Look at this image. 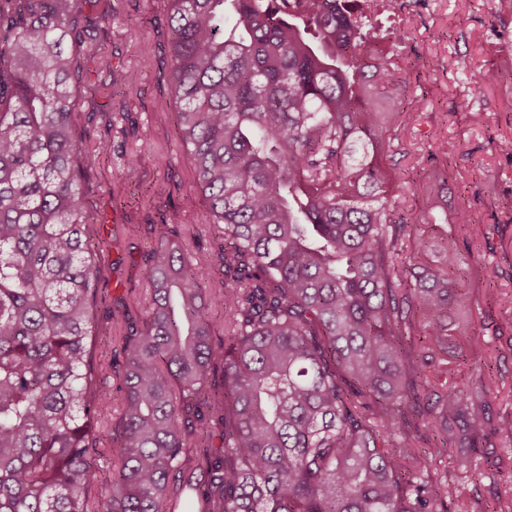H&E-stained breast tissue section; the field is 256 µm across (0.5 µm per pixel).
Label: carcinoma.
I'll use <instances>...</instances> for the list:
<instances>
[{
    "label": "carcinoma",
    "mask_w": 512,
    "mask_h": 512,
    "mask_svg": "<svg viewBox=\"0 0 512 512\" xmlns=\"http://www.w3.org/2000/svg\"><path fill=\"white\" fill-rule=\"evenodd\" d=\"M87 2L0 0V512H93L106 457L105 512H470L433 457L512 416L445 378L462 256L405 255L425 244L379 162L399 73L366 51L373 0H164L181 160L224 249L202 267L158 227L112 422L78 109L88 63L100 95L126 74ZM468 361L490 389L478 338Z\"/></svg>",
    "instance_id": "cac0c4a2"
}]
</instances>
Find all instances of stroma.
<instances>
[{
    "label": "stroma",
    "instance_id": "stroma-1",
    "mask_svg": "<svg viewBox=\"0 0 512 512\" xmlns=\"http://www.w3.org/2000/svg\"><path fill=\"white\" fill-rule=\"evenodd\" d=\"M407 2L404 43L382 50L401 77L391 90L402 114L392 134L403 147L384 162L409 183L400 213L431 244L427 261H438L442 238L454 237L460 247V309L469 333L481 336L496 359L488 411L512 415V304L506 301L512 295V6ZM92 11L111 16L102 44L128 77L113 86L103 111L95 110L91 93L80 109L92 159L85 197L104 267L98 313L111 334L96 358L102 394L117 409L122 396L112 339L142 325L150 302L142 269L157 225L176 228L183 247L206 266H217L221 239L195 192L194 172L179 158L163 0H95ZM487 71L496 72L495 83H481ZM443 141L451 150L446 158L437 152ZM132 156L131 180L126 161ZM460 208L470 211L471 225L456 224ZM491 449L502 465L480 454L463 468L445 454L432 473L476 508L497 493L512 497V436L492 438Z\"/></svg>",
    "mask_w": 512,
    "mask_h": 512
}]
</instances>
